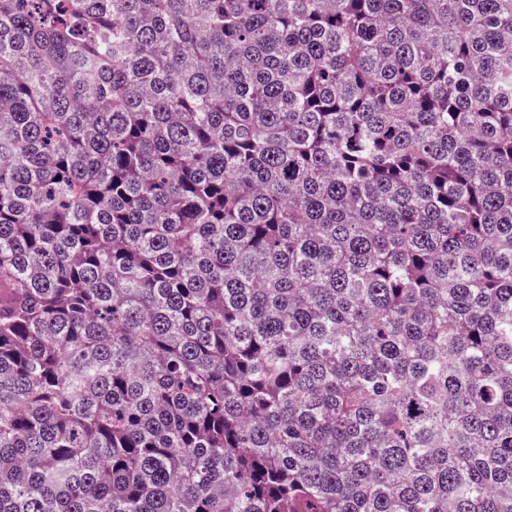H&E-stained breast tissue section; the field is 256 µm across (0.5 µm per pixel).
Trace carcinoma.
Instances as JSON below:
<instances>
[{
    "label": "carcinoma",
    "instance_id": "carcinoma-1",
    "mask_svg": "<svg viewBox=\"0 0 512 512\" xmlns=\"http://www.w3.org/2000/svg\"><path fill=\"white\" fill-rule=\"evenodd\" d=\"M0 512H512V0H0Z\"/></svg>",
    "mask_w": 512,
    "mask_h": 512
}]
</instances>
